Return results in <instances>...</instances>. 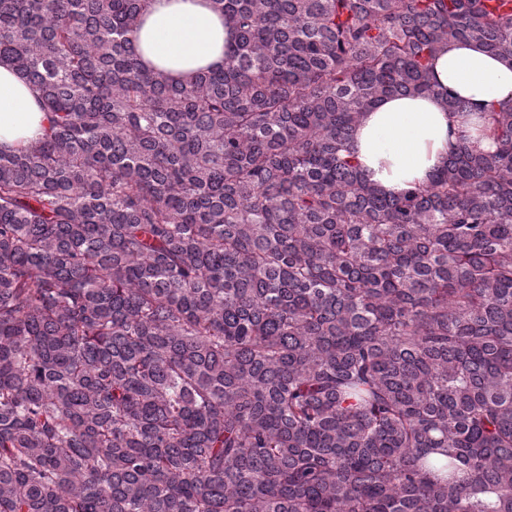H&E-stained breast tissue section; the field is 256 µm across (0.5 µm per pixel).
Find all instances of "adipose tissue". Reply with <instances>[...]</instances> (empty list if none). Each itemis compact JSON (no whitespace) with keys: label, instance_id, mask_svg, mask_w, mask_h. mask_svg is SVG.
Here are the masks:
<instances>
[{"label":"adipose tissue","instance_id":"1","mask_svg":"<svg viewBox=\"0 0 512 512\" xmlns=\"http://www.w3.org/2000/svg\"><path fill=\"white\" fill-rule=\"evenodd\" d=\"M228 38L224 19L209 0H149L135 33L147 65L184 81L223 66ZM432 81V93L378 101L356 128L360 172L388 194L427 184L459 144L494 150L482 115L512 106V57L474 41H454L438 52ZM450 94L464 102V113L447 111ZM45 123L29 84L0 62V147L28 143Z\"/></svg>","mask_w":512,"mask_h":512}]
</instances>
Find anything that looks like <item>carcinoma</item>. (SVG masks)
Listing matches in <instances>:
<instances>
[{
	"label": "carcinoma",
	"instance_id": "carcinoma-1",
	"mask_svg": "<svg viewBox=\"0 0 512 512\" xmlns=\"http://www.w3.org/2000/svg\"><path fill=\"white\" fill-rule=\"evenodd\" d=\"M0 0L48 126L0 149V512H512V110L388 195L353 139L512 0ZM229 30L208 0H150L135 33L143 61L189 81L224 66Z\"/></svg>",
	"mask_w": 512,
	"mask_h": 512
}]
</instances>
